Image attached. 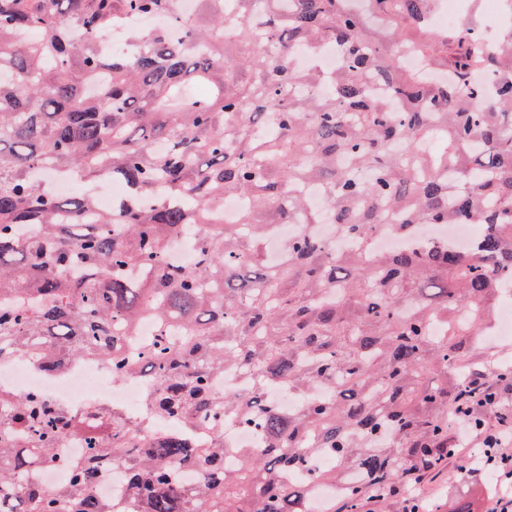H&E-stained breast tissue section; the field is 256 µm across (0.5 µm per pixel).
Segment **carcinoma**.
Listing matches in <instances>:
<instances>
[{
  "label": "carcinoma",
  "mask_w": 512,
  "mask_h": 512,
  "mask_svg": "<svg viewBox=\"0 0 512 512\" xmlns=\"http://www.w3.org/2000/svg\"><path fill=\"white\" fill-rule=\"evenodd\" d=\"M0 0V358L61 365L108 357L112 378L152 376L155 414L184 432L156 437L104 405L85 420L46 398L0 392V512H110L96 475L125 469L138 512H311L318 485L338 486L326 512H394L396 487L436 479L457 453L448 415L486 373L512 387V361L490 365L482 340L501 282L512 280V53L481 49L463 20L442 35L433 0ZM150 17L123 46L101 49L111 23ZM430 66L399 67L372 20ZM240 47L228 55L226 45ZM340 50L332 78L291 54ZM209 93L194 97L189 86ZM76 172L126 186L112 211L83 191L59 197L35 178ZM244 208L235 224L224 199ZM321 196L333 240L315 236ZM277 224H296L285 255L267 260ZM480 224L467 254L451 246L372 250L383 225ZM197 233V265L165 260ZM352 238L341 254L333 242ZM156 333L128 356L140 319ZM236 369L246 388L217 393ZM300 407L278 414L266 383ZM233 416L264 437L229 448ZM84 436L66 483L24 482ZM199 481L179 484L175 471ZM288 471L305 473L291 482Z\"/></svg>",
  "instance_id": "obj_1"
}]
</instances>
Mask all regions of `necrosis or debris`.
<instances>
[{
	"instance_id": "4bbe7bcc",
	"label": "necrosis or debris",
	"mask_w": 512,
	"mask_h": 512,
	"mask_svg": "<svg viewBox=\"0 0 512 512\" xmlns=\"http://www.w3.org/2000/svg\"><path fill=\"white\" fill-rule=\"evenodd\" d=\"M1 388L25 394L41 393L75 415L82 414L89 404L101 403L130 417L150 419L160 435L178 426L177 421L150 415L147 379L135 375L120 382L113 381L112 364L101 356H89L63 367H34L19 358L0 359Z\"/></svg>"
}]
</instances>
